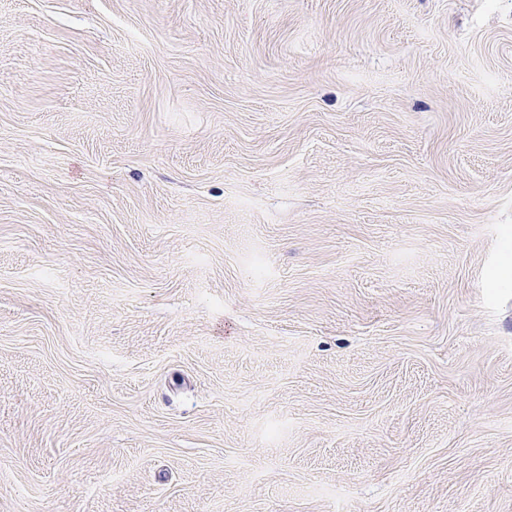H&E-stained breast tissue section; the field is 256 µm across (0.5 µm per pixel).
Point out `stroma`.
<instances>
[{"label":"stroma","mask_w":512,"mask_h":512,"mask_svg":"<svg viewBox=\"0 0 512 512\" xmlns=\"http://www.w3.org/2000/svg\"><path fill=\"white\" fill-rule=\"evenodd\" d=\"M0 512H512V0H0Z\"/></svg>","instance_id":"obj_1"}]
</instances>
